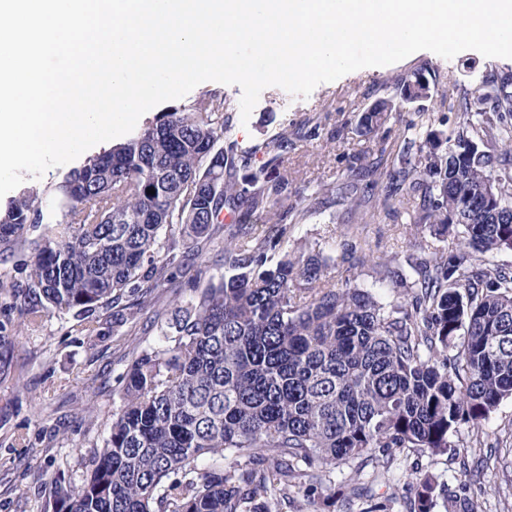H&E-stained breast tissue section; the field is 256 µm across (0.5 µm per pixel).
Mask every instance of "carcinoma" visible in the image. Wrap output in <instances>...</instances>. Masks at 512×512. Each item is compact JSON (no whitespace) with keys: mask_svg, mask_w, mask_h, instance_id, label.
Returning <instances> with one entry per match:
<instances>
[{"mask_svg":"<svg viewBox=\"0 0 512 512\" xmlns=\"http://www.w3.org/2000/svg\"><path fill=\"white\" fill-rule=\"evenodd\" d=\"M464 90L466 125L438 154L429 133L408 140L396 176L423 205L413 224L461 227L463 249L434 252L384 277L411 300L386 306L357 285L336 287L326 260H274L288 225L260 237L239 225L224 271L188 278L173 332L142 351L112 410L108 438L84 457L90 476L61 480L59 512H277L299 468L328 469L392 450L444 455L460 428L512 398V266L478 263L512 250V74ZM424 69L400 78L360 118L370 132L396 103L417 104ZM229 110L205 97L147 120L125 142L70 170L42 194L0 211V243L34 241L31 325L47 308L74 310L91 338L120 326L131 306L167 287L194 242L239 207L274 209L288 179L266 168L238 182L218 145ZM155 193H149V190ZM439 483L415 481L413 512H433ZM446 512H485L467 487H444Z\"/></svg>","mask_w":512,"mask_h":512,"instance_id":"carcinoma-1","label":"carcinoma"}]
</instances>
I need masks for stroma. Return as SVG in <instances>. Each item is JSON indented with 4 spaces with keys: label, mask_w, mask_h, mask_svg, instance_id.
Segmentation results:
<instances>
[{
    "label": "stroma",
    "mask_w": 512,
    "mask_h": 512,
    "mask_svg": "<svg viewBox=\"0 0 512 512\" xmlns=\"http://www.w3.org/2000/svg\"><path fill=\"white\" fill-rule=\"evenodd\" d=\"M419 67L432 87L430 99L420 107L401 105L375 132L365 133L361 115L389 96L403 74ZM511 73L512 59L466 50L448 60L423 50L319 84L305 98L266 88L246 120L240 113V87L214 81L155 106L148 115L162 116L206 94L223 97L230 105L224 143L250 159L248 167L237 169V177L277 154L278 172L288 179V203L305 212L299 219L256 210L241 213L240 222L260 235L272 225L291 224V248L321 254L336 284L350 279L374 285L380 267L405 264L432 238L427 225L395 222L383 211L392 168L378 165L379 149L398 155L415 131L449 135L467 119L461 88L476 89L482 75ZM435 241L448 252L462 243L453 231ZM31 260L27 243L0 246V274L16 286L0 295V333L5 336L0 343V512H55L56 479L85 474L82 454L107 437L127 371L138 353L156 345L175 302L188 298V276L206 279L224 268L220 246L199 241L187 267L174 270L161 297L135 309L116 333L89 339L74 331L75 319L65 311L47 313L35 325L24 323L20 311L29 292ZM87 405L93 414L84 413ZM478 431L494 452L477 475L466 476L459 457L451 453L407 460L398 456L380 476L373 465L360 469L352 464L331 473L318 493L298 491L283 512H365L373 499L385 502L388 512H411L417 470L445 483L467 481L487 512H512V399L503 400Z\"/></svg>",
    "instance_id": "35a3bbf8"
}]
</instances>
